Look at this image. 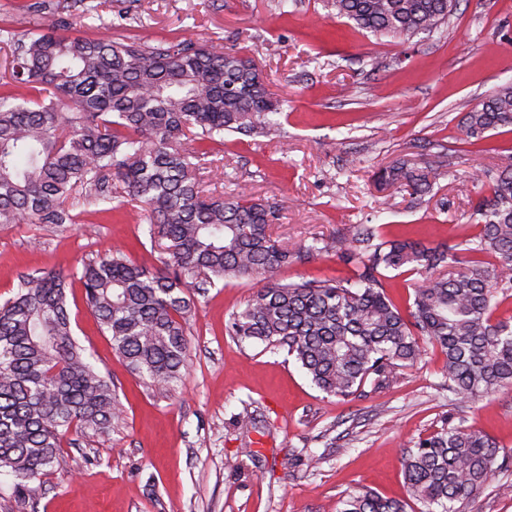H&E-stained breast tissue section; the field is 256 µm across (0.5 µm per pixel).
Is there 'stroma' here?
<instances>
[{
	"mask_svg": "<svg viewBox=\"0 0 512 512\" xmlns=\"http://www.w3.org/2000/svg\"><path fill=\"white\" fill-rule=\"evenodd\" d=\"M83 37L154 44L191 38L254 60L288 117L275 140L224 136L213 155L225 195L283 206L274 237L308 245L346 224H376L385 238L424 247L469 233L479 181L512 155V132L469 145L463 117L512 84V0H461L447 38H377L338 19L328 0H107L77 28ZM445 161L431 195L380 190L379 168L396 160ZM126 247L150 258L149 225L136 207L78 223L0 225V302L20 276L72 270L77 260ZM332 253L276 274L284 283L347 277ZM261 279H240L196 296L186 325V377L169 397L146 390L112 351L80 283L68 289L74 336L108 375L125 406L103 435L70 434L53 473L29 495L0 471V512H336L358 489L409 500L402 467L410 441L444 423H464L512 453V390L452 404L435 349L361 395L320 390L286 350L240 342L224 331ZM257 429L243 433L237 420ZM512 468L497 472L458 512H512Z\"/></svg>",
	"mask_w": 512,
	"mask_h": 512,
	"instance_id": "1",
	"label": "stroma"
}]
</instances>
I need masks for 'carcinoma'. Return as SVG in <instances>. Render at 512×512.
<instances>
[{"label":"carcinoma","instance_id":"carcinoma-1","mask_svg":"<svg viewBox=\"0 0 512 512\" xmlns=\"http://www.w3.org/2000/svg\"><path fill=\"white\" fill-rule=\"evenodd\" d=\"M460 0H332L336 15L379 37L448 35ZM73 0L66 16L23 35L7 34L0 85V225L73 224L70 199L92 213L139 204L161 248L159 267L112 248L81 271L24 279L0 305V470L23 496L58 463L67 434H102L124 414L112 382L73 336L67 288L77 278L112 350L145 387L175 390L187 369L186 319L195 291L224 280L262 278L225 332L285 349L323 392L350 397L368 379L382 386L395 369L422 359L424 340L445 358L441 386L458 404L512 386V320L495 317L497 294L512 296V160L487 176L489 196L474 210L475 232L445 249L384 239L380 227L351 224L308 246L273 240L277 203L205 194L204 160L224 132L275 137L281 101L252 61L192 39L156 45L59 33L99 13ZM468 143L512 131V85L463 120ZM439 166L395 161L374 173L379 187L430 194ZM334 251L353 275L281 283L273 275L314 253ZM458 265L460 270L448 271ZM420 276L404 312L384 272ZM488 433L446 424L407 448L404 477L427 512H457L504 467ZM336 512H406L369 490Z\"/></svg>","mask_w":512,"mask_h":512}]
</instances>
